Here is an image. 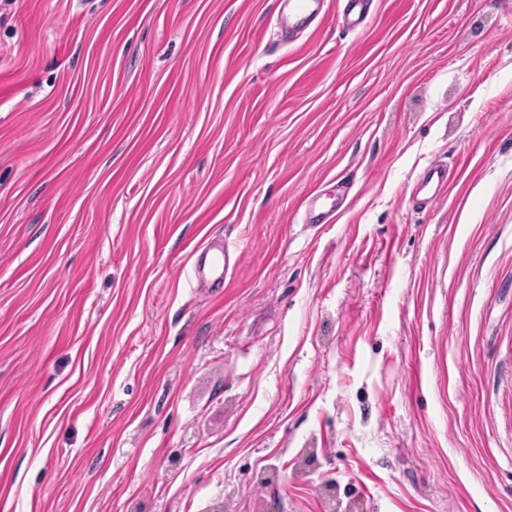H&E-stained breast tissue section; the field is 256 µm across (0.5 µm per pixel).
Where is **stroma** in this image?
I'll return each instance as SVG.
<instances>
[{"instance_id": "stroma-1", "label": "stroma", "mask_w": 512, "mask_h": 512, "mask_svg": "<svg viewBox=\"0 0 512 512\" xmlns=\"http://www.w3.org/2000/svg\"><path fill=\"white\" fill-rule=\"evenodd\" d=\"M278 11L0 0V512H512V0ZM325 0H281L277 23L288 43L303 37L320 20ZM342 25L347 31H358L369 21L372 0H343ZM451 178L448 165L435 161L427 166L423 175L422 186L428 190L431 198L439 199L448 193ZM230 267L229 253L221 245L204 249L198 256L195 273L199 279L214 277L218 285L224 284Z\"/></svg>"}]
</instances>
